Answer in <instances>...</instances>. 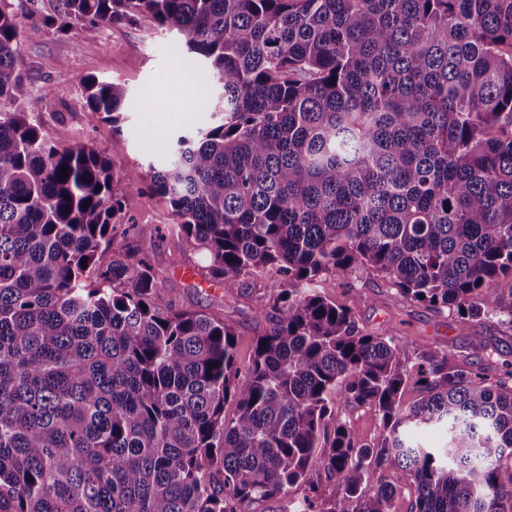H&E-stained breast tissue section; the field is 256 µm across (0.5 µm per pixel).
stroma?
<instances>
[{"label":"stroma","mask_w":512,"mask_h":512,"mask_svg":"<svg viewBox=\"0 0 512 512\" xmlns=\"http://www.w3.org/2000/svg\"><path fill=\"white\" fill-rule=\"evenodd\" d=\"M23 28L19 44L29 66L26 110L59 148L92 147L109 158L128 207L130 223L152 239L151 262L164 277V291L176 308L223 317L237 339L239 363H246L266 324L257 314L255 292L224 290L206 277V259L168 232L180 218L167 198L147 192L151 168L163 167L177 138L208 126L213 115L206 100L215 91L208 67L188 55L180 41L149 19L101 29L94 48L83 46L84 33L71 26L60 33L45 25L58 0H13ZM68 75H61L60 63ZM91 76L125 87L128 104L119 126L88 109L80 77ZM151 111H144V104ZM317 292L347 308L367 331L406 344L409 354L432 348L468 356L477 367L497 374L512 362V327L499 323L502 303L493 292L482 299L483 316L463 320L402 297L385 279L366 271L318 278Z\"/></svg>","instance_id":"1"}]
</instances>
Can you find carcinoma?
Returning <instances> with one entry per match:
<instances>
[{
  "label": "carcinoma",
  "mask_w": 512,
  "mask_h": 512,
  "mask_svg": "<svg viewBox=\"0 0 512 512\" xmlns=\"http://www.w3.org/2000/svg\"><path fill=\"white\" fill-rule=\"evenodd\" d=\"M144 17L212 67L222 113L150 192L225 289L281 281L242 366L224 318L165 294L138 225L116 244L109 159L25 111L0 0V512H243L293 490L297 512H397L404 488L408 512H512V370L412 364L312 288L366 270L462 318L512 298V0H60L45 24L91 48ZM80 84L117 126L125 88ZM333 398L373 408L377 437ZM432 426L439 451L415 439ZM331 407L336 415L347 422L357 439L370 440L378 434L380 419L374 410L367 407L348 406L342 401L331 404Z\"/></svg>",
  "instance_id": "cac0c4a2"
}]
</instances>
